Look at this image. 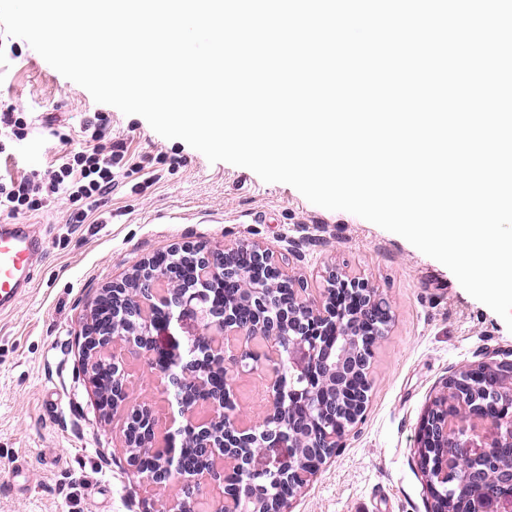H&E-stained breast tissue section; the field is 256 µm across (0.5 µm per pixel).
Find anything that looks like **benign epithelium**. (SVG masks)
I'll use <instances>...</instances> for the list:
<instances>
[{
	"mask_svg": "<svg viewBox=\"0 0 512 512\" xmlns=\"http://www.w3.org/2000/svg\"><path fill=\"white\" fill-rule=\"evenodd\" d=\"M136 264L86 304L79 339L83 374L102 414L119 423L127 462L147 487L173 483L160 512H200L201 492L222 495L208 512H287L325 459L345 446L369 391L370 357L391 320L368 280L331 268L313 292L258 242L185 245ZM166 334L155 361V334ZM142 350L177 413L137 404L127 353ZM261 369L268 405L257 419L229 418V371ZM109 372L101 391V371ZM202 451L187 464L185 448ZM512 448V358L493 353L462 365L443 383L422 420L421 462L432 512H499L512 499V458L492 475L474 468ZM160 452L159 466L145 456ZM288 494L269 491L273 480Z\"/></svg>",
	"mask_w": 512,
	"mask_h": 512,
	"instance_id": "1",
	"label": "benign epithelium"
}]
</instances>
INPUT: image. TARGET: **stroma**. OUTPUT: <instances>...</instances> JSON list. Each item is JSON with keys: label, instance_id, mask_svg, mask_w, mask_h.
I'll use <instances>...</instances> for the list:
<instances>
[{"label": "stroma", "instance_id": "35a3bbf8", "mask_svg": "<svg viewBox=\"0 0 512 512\" xmlns=\"http://www.w3.org/2000/svg\"><path fill=\"white\" fill-rule=\"evenodd\" d=\"M0 44V106H15L33 123L26 139L9 142L0 168L18 177L46 168L58 150L46 121L76 128L96 112L136 155L163 152L179 161L145 189L141 175L120 179L102 208L106 223H72L74 206L64 198L19 215L46 248L30 292L0 314V512H142L119 428L100 418L82 375L78 333L86 303L135 263L170 248L251 240L287 259L309 287H321L335 266L368 279L393 316L373 351L363 420L292 512H431L416 454L421 418L456 368L512 351L503 319L403 237L316 206L291 185L264 182L248 168L209 162L184 141L157 134L143 117L95 102L1 27ZM128 361L135 398L168 411L147 356ZM232 385L237 411L263 412L260 373H238Z\"/></svg>", "mask_w": 512, "mask_h": 512}]
</instances>
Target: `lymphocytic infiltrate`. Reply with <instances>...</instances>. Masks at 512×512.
<instances>
[{
	"label": "lymphocytic infiltrate",
	"instance_id": "lymphocytic-infiltrate-1",
	"mask_svg": "<svg viewBox=\"0 0 512 512\" xmlns=\"http://www.w3.org/2000/svg\"><path fill=\"white\" fill-rule=\"evenodd\" d=\"M49 133L64 146V153L44 171L18 179L0 177V215L37 211L45 202L64 197L77 204L72 221L81 224L89 210L104 205L119 178L146 170L155 182L177 163L163 153L134 158L125 141L113 139L107 117L99 112L85 119L79 136L62 125Z\"/></svg>",
	"mask_w": 512,
	"mask_h": 512
}]
</instances>
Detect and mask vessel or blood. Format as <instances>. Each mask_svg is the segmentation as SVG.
<instances>
[{
	"label": "vessel or blood",
	"instance_id": "1",
	"mask_svg": "<svg viewBox=\"0 0 512 512\" xmlns=\"http://www.w3.org/2000/svg\"><path fill=\"white\" fill-rule=\"evenodd\" d=\"M43 242L26 224L0 225V313L11 312L30 288Z\"/></svg>",
	"mask_w": 512,
	"mask_h": 512
}]
</instances>
